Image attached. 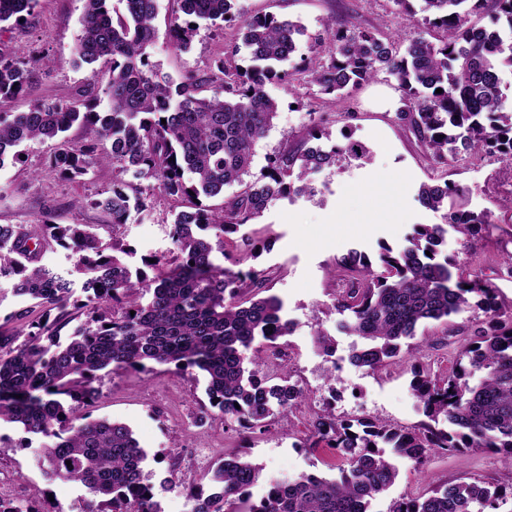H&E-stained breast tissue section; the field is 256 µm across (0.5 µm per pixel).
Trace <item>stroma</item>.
I'll return each mask as SVG.
<instances>
[{"label":"stroma","instance_id":"35a3bbf8","mask_svg":"<svg viewBox=\"0 0 512 512\" xmlns=\"http://www.w3.org/2000/svg\"><path fill=\"white\" fill-rule=\"evenodd\" d=\"M411 4L415 15L405 19L395 14L392 0H236L241 15L272 13L305 29L295 53L279 66L285 80L264 86L266 94L277 101L278 114L255 146L251 180H261L274 153L296 146L305 137L312 112L325 115L333 141H341L343 132H352L368 153L364 159L347 160L310 175L318 189L316 196L278 200L231 236L240 249L259 246L255 266L280 271L271 292L282 300L285 316L294 323L281 344L288 363L285 371L308 392L303 403L276 416L262 432L243 428L234 420L200 424L195 415L206 400L201 373L156 364L144 371H102L101 393L89 412L92 418L119 422L132 430L147 454L144 468L151 475L162 512H190L192 503L185 486L198 476L189 459L195 448L209 449L213 463L235 454L259 466L260 479L251 489L256 500L265 495L274 476H336L335 449L309 445L311 415L329 407L345 418L373 417L402 429L418 428L427 418L411 389L413 363H420L432 377L445 378L473 334L480 313L472 309L455 315L449 325L419 326L417 336L427 342L421 354L402 348L395 360L371 371L350 363L356 339L338 330L341 316L331 309L338 287L331 272L337 259L356 249L377 260L380 244L402 246L414 225L437 224L441 217L417 199L418 188L431 169L414 136L392 123L388 115L365 110L363 90L344 99L322 93L305 65L314 37L334 19L351 18L410 35L422 31V0H411ZM82 10L83 0H38L31 16L0 29V41L39 59L45 55L52 59L48 65L36 64L31 87L12 103V110L24 111L34 101L69 96L88 79L87 68L72 64ZM238 40L237 29L203 21L188 51H171L161 38L152 59L173 79L188 72L201 76L223 57L227 45ZM52 148L49 142L28 144L21 162L0 168V224L106 223V216L87 202L108 188L111 171L64 179L46 164ZM379 178L394 186L402 210L400 223L381 220L360 229L337 218L342 206L362 207V199L352 195V188ZM448 180L466 190L469 208L489 211L492 222L473 237L448 231L445 254L462 268L480 270L499 302L512 306V274L502 266L504 255L512 253V207L507 204L512 197V164L493 157L466 160L449 171ZM185 207V202L158 193L148 216L133 217L121 225L124 243L136 252L132 266L172 250V214ZM322 332L335 339L333 354H324L318 346ZM41 442V436L25 432L20 425L0 424V484L6 487L5 497L22 507L46 499L51 512H78L87 495L85 488L46 474L36 459ZM398 468L391 488L373 501L372 512H388L392 502L449 483L512 484V462L486 450L437 453L423 467L402 461Z\"/></svg>","mask_w":512,"mask_h":512}]
</instances>
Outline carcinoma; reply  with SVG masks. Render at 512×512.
Wrapping results in <instances>:
<instances>
[{"instance_id":"carcinoma-1","label":"carcinoma","mask_w":512,"mask_h":512,"mask_svg":"<svg viewBox=\"0 0 512 512\" xmlns=\"http://www.w3.org/2000/svg\"><path fill=\"white\" fill-rule=\"evenodd\" d=\"M36 2L0 0V24L20 22ZM234 2L176 0L167 36L172 49L185 52L197 21L235 22L242 46L230 45L225 53L243 47L255 62L242 72L226 70L220 60L208 76L187 73L177 82L151 60L157 0H84L74 63L91 67L88 82L69 98L10 112L33 71L15 49L0 47V167L8 159L20 161L25 143L53 140L77 125L82 140L62 142L49 166L68 180L112 167V187L89 202L112 217L100 228L125 224L133 212L148 215L156 189L197 201L175 215L168 271L143 260L157 270L151 278L123 260L133 249L115 237L104 240L88 224L44 223L37 230L0 224V281L63 316L75 281L40 263L41 255L55 244L77 247L74 268L84 278L86 321L64 343L40 321L15 334L0 333V421L47 438L39 461L46 472L87 489L81 512H162L144 472L146 453L130 428L85 413L99 398L101 371H138L149 363L196 369L208 397L200 419L234 418L249 429L266 426L305 399L289 376L274 383L266 374L281 353L279 340L293 329L282 301L268 294L276 271L247 266L255 252L233 257L225 246L228 235L277 200L313 195L309 174L342 158L361 159L367 149L351 138L328 149L309 145L329 137L323 119L311 112L307 136L269 159L264 182L245 181L255 145L278 112L264 86L282 78L277 65L295 52L305 29L270 14L242 18ZM422 12L427 35L410 40L356 21L326 25L312 46L309 71L323 93L339 96L380 73L396 77L401 106L394 121L414 135L437 173L420 185L418 201L442 213L443 223L419 225L404 246L384 248L376 266L356 251L342 257L336 271L343 288L334 308L348 313L346 332L364 341L353 363L371 370L396 358L401 340L414 338L418 326L448 322L472 306L481 311L475 340L462 348L448 378L417 374L412 382L425 415L444 418L448 430L424 425L404 432L324 409L309 426L312 436L343 457L339 476L275 479L254 501L250 489L260 468L229 456L202 474L210 494L199 482L187 486L191 512H371L372 501L394 484L398 459L420 466L432 452L460 448L512 459V311L477 271L454 272L433 249L447 225L472 236L492 223L490 212L453 201L466 198L465 190L438 173L467 158L512 163V106L503 92L504 67L512 68V0H423ZM484 13L494 28L468 23ZM325 43L332 46L327 63L319 58ZM128 174L132 179H125ZM234 185L240 190L224 195ZM203 198L222 203L207 206ZM226 259L232 266L224 265ZM387 447L390 458L384 457ZM509 502L512 486L505 491L461 482L395 502L389 512H502Z\"/></svg>"}]
</instances>
